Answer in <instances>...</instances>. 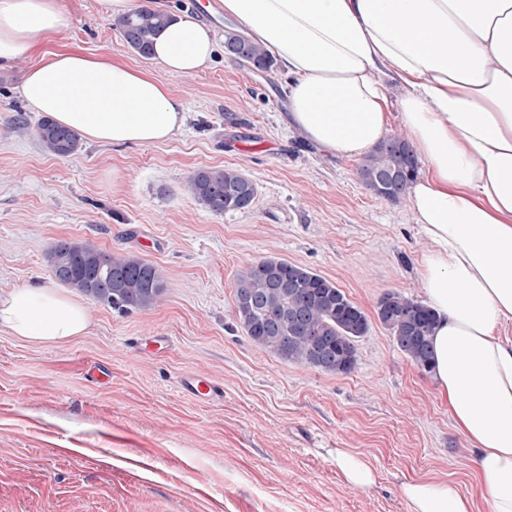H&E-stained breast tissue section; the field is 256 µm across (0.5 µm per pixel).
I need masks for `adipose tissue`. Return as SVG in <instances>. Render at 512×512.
Instances as JSON below:
<instances>
[{"label":"adipose tissue","mask_w":512,"mask_h":512,"mask_svg":"<svg viewBox=\"0 0 512 512\" xmlns=\"http://www.w3.org/2000/svg\"><path fill=\"white\" fill-rule=\"evenodd\" d=\"M290 79V122L333 155L361 153L399 122L420 163L408 200L430 248L420 285L436 313L433 377L475 460L488 512H512V0H218ZM68 24L59 0H0V70ZM217 43L173 15L154 59L191 75ZM21 92L35 110L101 144L160 143L185 100L116 58L41 56ZM76 298L42 285L0 296V329L35 343L82 335ZM345 484L377 483L369 459L332 450ZM408 512H475L453 481L403 482Z\"/></svg>","instance_id":"adipose-tissue-1"}]
</instances>
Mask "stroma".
Here are the masks:
<instances>
[{
    "instance_id": "35a3bbf8",
    "label": "stroma",
    "mask_w": 512,
    "mask_h": 512,
    "mask_svg": "<svg viewBox=\"0 0 512 512\" xmlns=\"http://www.w3.org/2000/svg\"><path fill=\"white\" fill-rule=\"evenodd\" d=\"M62 5L69 22L48 50L147 70L189 112L165 143L85 141L57 157L20 93L30 59L0 73V295L58 287L47 255L63 238L152 263L165 288L127 312L81 296L90 326L65 343L0 331V512H408L399 487L414 478L455 480L485 512L474 448L380 323L356 369L334 375L259 349L236 317L238 275L267 257L312 268L370 315L390 291L425 301L427 243L407 200L362 185L363 155L330 156L288 125L279 67L220 50L173 75L124 45L104 0ZM204 167L251 179L253 204L202 208L186 183ZM192 376L218 396L196 400L181 386ZM333 448L365 453L376 486L347 487Z\"/></svg>"
}]
</instances>
